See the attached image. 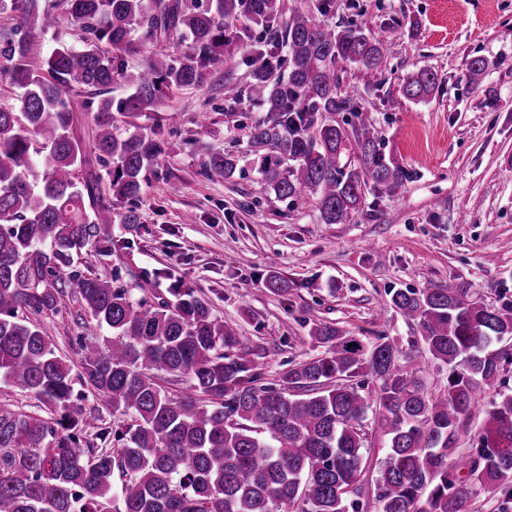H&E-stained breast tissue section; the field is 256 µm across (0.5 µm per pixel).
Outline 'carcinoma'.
I'll return each instance as SVG.
<instances>
[{"mask_svg":"<svg viewBox=\"0 0 512 512\" xmlns=\"http://www.w3.org/2000/svg\"><path fill=\"white\" fill-rule=\"evenodd\" d=\"M83 37L28 64L16 32L55 23L42 0H0L14 30L0 33V79L21 90L17 107L0 108V380L53 409L47 422L0 405V512H348L365 469V422L375 409L387 436L373 512H467L480 490L512 486V393L485 405L475 456L454 455L481 385L512 365V302L487 304L464 288L430 286L389 292L390 307L417 324L422 353L409 355L384 336L366 347L334 325L311 332L325 347L293 365L279 386L261 383L260 364L239 348L237 330L212 314L194 289L167 288L168 299L135 298L118 283L73 270L86 254L106 260L111 226L139 223L112 201L137 197L169 150L163 133L136 119L172 90L201 86L211 66L232 55L251 29L255 40L247 89L224 83V98H252L264 116L249 128L260 187L280 199L316 201L325 224H348L363 185L393 194L414 178L380 148L379 131L360 102L341 89L339 66L378 80L385 40L363 25L331 27L332 0L292 12L281 0H64ZM188 44L174 57L158 50L135 72L127 57L148 44ZM285 49L279 59L264 49ZM287 64L288 74L279 72ZM122 79L132 87L114 100ZM96 99L77 104L79 89ZM437 75L421 69L401 92L424 101ZM93 113L88 137L77 112ZM348 112L351 127L336 121ZM128 126L117 132L118 124ZM233 151L207 160L209 176L232 177ZM112 331L80 347L77 378L112 410L100 439L117 453L84 454V408L73 400L72 369L31 316L60 313L70 293ZM447 367V383L428 390L426 360ZM185 377L171 394L161 374ZM376 384V403L362 394ZM124 477L113 490L112 475Z\"/></svg>","mask_w":512,"mask_h":512,"instance_id":"1","label":"carcinoma"}]
</instances>
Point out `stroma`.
Returning a JSON list of instances; mask_svg holds the SVG:
<instances>
[{
	"instance_id": "obj_1",
	"label": "stroma",
	"mask_w": 512,
	"mask_h": 512,
	"mask_svg": "<svg viewBox=\"0 0 512 512\" xmlns=\"http://www.w3.org/2000/svg\"><path fill=\"white\" fill-rule=\"evenodd\" d=\"M329 25L362 23L382 33L388 47L382 84L351 66L341 85L365 107L381 148L416 178L397 193L366 190L348 224L321 223L315 204L259 195L249 158L247 123L259 118L250 99L228 102L225 82L246 85L252 40L208 71L201 87L168 95L138 120L163 132L172 148L148 173L139 197L116 204L135 210V230L112 227L127 241L112 259L81 258L78 271L103 278L119 273L132 290L164 296L181 282L206 298L214 316L236 327L258 356L265 382L319 354L309 331L331 324L373 342L386 335L405 352L417 327L382 307L391 289L430 285L465 288L489 304L512 299V0H334ZM81 31L67 15L30 37L29 60L40 65L60 46L77 47ZM490 65L476 81L466 77L471 58ZM429 69L439 88L431 99L404 97L406 74ZM181 115L178 126L167 116ZM241 115L227 130L226 113ZM207 117L211 134L198 137ZM242 153L231 178L206 176L215 152ZM178 192H171V184ZM287 280V295L268 289L271 274ZM57 353L77 367L80 341L107 331L72 299L68 309L41 318ZM361 502H373L386 437L366 421Z\"/></svg>"
}]
</instances>
